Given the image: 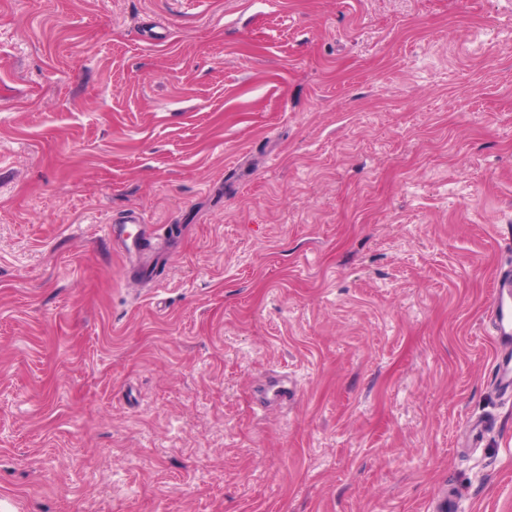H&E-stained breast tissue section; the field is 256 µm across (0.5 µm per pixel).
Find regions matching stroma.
I'll return each instance as SVG.
<instances>
[{
	"label": "stroma",
	"mask_w": 512,
	"mask_h": 512,
	"mask_svg": "<svg viewBox=\"0 0 512 512\" xmlns=\"http://www.w3.org/2000/svg\"><path fill=\"white\" fill-rule=\"evenodd\" d=\"M507 224L512 0H0V512H512ZM122 224H141L139 237L149 241V247L130 248L123 238V228L121 224H112L108 231L112 234L114 244L125 253L130 259V265L127 271L136 278L153 279L156 267L149 269L155 263V257L166 247V239L154 235L155 226L146 224L142 214L133 211L132 214L125 216ZM495 357L493 376L497 392L512 398V271L505 270L494 283L489 305Z\"/></svg>",
	"instance_id": "obj_1"
}]
</instances>
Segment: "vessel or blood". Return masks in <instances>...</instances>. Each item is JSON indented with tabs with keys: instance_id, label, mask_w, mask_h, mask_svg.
Returning <instances> with one entry per match:
<instances>
[{
	"instance_id": "b4317fda",
	"label": "vessel or blood",
	"mask_w": 512,
	"mask_h": 512,
	"mask_svg": "<svg viewBox=\"0 0 512 512\" xmlns=\"http://www.w3.org/2000/svg\"><path fill=\"white\" fill-rule=\"evenodd\" d=\"M140 227V236L145 246L130 248L123 238L124 224ZM124 224L112 225L109 232L114 244L122 246L130 261L128 271L140 279L153 278L152 266L155 257L166 247V241L155 234L154 225L145 223L140 213L126 216ZM489 316L493 328L495 357L493 376L500 396L512 398V272H503L494 283L489 305Z\"/></svg>"
}]
</instances>
